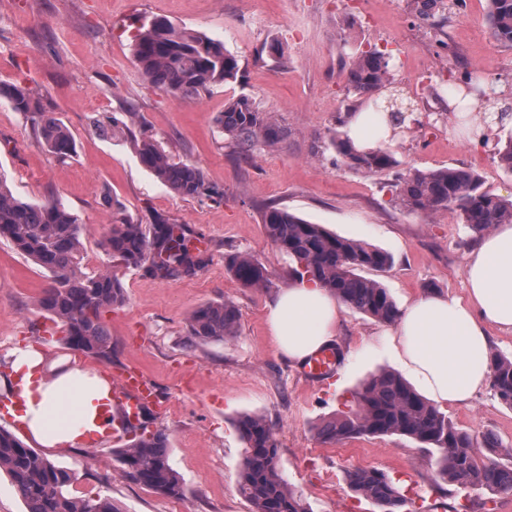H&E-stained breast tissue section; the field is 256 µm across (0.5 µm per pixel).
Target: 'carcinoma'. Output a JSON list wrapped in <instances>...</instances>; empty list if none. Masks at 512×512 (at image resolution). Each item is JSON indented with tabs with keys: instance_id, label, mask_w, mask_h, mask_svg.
<instances>
[{
	"instance_id": "obj_1",
	"label": "carcinoma",
	"mask_w": 512,
	"mask_h": 512,
	"mask_svg": "<svg viewBox=\"0 0 512 512\" xmlns=\"http://www.w3.org/2000/svg\"><path fill=\"white\" fill-rule=\"evenodd\" d=\"M488 27L496 41L512 46V0H488ZM134 58L143 79L152 87L172 95H198L210 87L236 81L238 59L224 49V42L195 31L179 28L164 18H153L139 28L133 45ZM461 81L469 88L463 98L480 112L491 111L497 99L481 78L469 71ZM348 92L364 96L377 112L390 113L389 131L404 133V108L385 105L373 95L391 83L389 58L373 50L352 58L347 74ZM26 115L40 145L59 160L71 157L75 148L69 129L28 89L0 82V101ZM224 134L240 153L249 154L262 142L274 145L281 129L247 94L224 107L218 117ZM346 120H337L330 145L349 168L375 174L398 166L383 145L359 149L340 130ZM140 164L182 198L221 199L224 192L211 186L196 165L176 162L155 138L138 136L123 125ZM396 201L416 213L447 209L474 234L481 236L498 224H512V200L483 189L474 173L454 167L416 170L399 178ZM266 236L291 262L297 279L319 283L341 302L386 324H394L400 309L378 281L361 275L364 270L388 267L391 256L366 243L337 236L322 225L310 223L284 208L266 206L263 212ZM83 225L58 199L26 203L13 196L0 177V238L9 240L22 255L49 273L51 284L39 304L64 326L61 342L73 351L99 361L112 360V338L101 321V313L124 301L117 277L109 272L85 275L80 270ZM201 238L188 224H178L157 214L148 230L129 220L112 225L105 241L107 254L127 267L141 269L162 280H180L202 271L210 262L208 250L197 246ZM234 278L246 288H266V268L249 254L229 261ZM239 309L224 301L195 309L189 317L190 343H222L237 335ZM492 389L498 400L512 409V356H490ZM350 408L324 420L318 435L328 443L362 436L399 435L438 451L440 479L464 489H486L512 493V466L482 459L479 448H499L498 439L477 438L456 427L439 407L419 394L397 372L383 370L362 383L352 394ZM144 409L131 442L117 450L123 474L157 493L173 498L186 494L183 480L169 463L167 437L148 430ZM237 430L244 443L238 471V490L252 504L253 512H311L302 494L288 486L278 469V446L264 416L243 415ZM9 474L22 497L26 512H117L109 497L78 498L69 491L72 476L48 457L25 445L0 427V470ZM351 489L376 505L380 512H409L411 499L383 471L357 469L348 474Z\"/></svg>"
}]
</instances>
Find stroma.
I'll list each match as a JSON object with an SVG mask.
<instances>
[{
	"label": "stroma",
	"mask_w": 512,
	"mask_h": 512,
	"mask_svg": "<svg viewBox=\"0 0 512 512\" xmlns=\"http://www.w3.org/2000/svg\"><path fill=\"white\" fill-rule=\"evenodd\" d=\"M487 0H463L448 16L447 47L415 17L413 0H0V81L28 88L72 133L74 155L57 160L38 143L30 121L0 102V176L22 201L59 199L83 226L80 267L111 270L124 288L121 305L102 320L112 338V370L143 371L167 405L153 412L149 430L168 437L170 464L187 487L174 499L125 478L116 454L122 434L102 448L41 447L73 480L79 498L110 497L118 512H252L237 489L244 444L237 419L257 413L271 424L279 470L311 512H378L351 490L347 475L376 468L399 479L426 512H512V494L485 489L434 491L437 452L402 436L326 443L317 425L341 410L371 375L397 369L385 338L390 326L342 306L336 336L340 363L333 379L308 377L278 351L267 311L292 281L287 256L267 238L262 212L274 204L330 233L388 252L390 268L373 272L405 307L426 286L462 298L464 265L475 238L457 217L440 210L411 213L395 199L397 174L452 166L478 174L487 189L512 199V172L493 146L479 144L448 112L433 121L431 96L413 98L414 120L388 141L397 170L364 175L337 162L323 146L338 116L367 111L348 94L347 69L356 52L389 51L394 79L404 91L418 82L442 84L468 69L512 98V47L488 28ZM162 16L177 26L223 40L241 67V81L193 97L173 96L147 84L132 54L143 19ZM278 41L283 58L262 54ZM284 128V140L236 153L217 118L240 94ZM135 107L136 129L159 140L174 160L200 167L220 188L219 200L184 199L145 170L124 131L102 136L93 120L125 119ZM113 206H106L105 197ZM161 214L200 231L210 262L196 276L163 281L110 261L104 241L114 221L147 225ZM248 253L267 269L265 289L242 287L228 269L232 255ZM47 272L0 239V361L31 346L46 361H78L101 373L102 361L67 349L61 324L51 323L38 300ZM230 301L240 313L234 338L207 345L188 342V320L201 305ZM449 419L475 436L499 439L480 457L504 458L512 447V409L484 387Z\"/></svg>",
	"instance_id": "stroma-1"
}]
</instances>
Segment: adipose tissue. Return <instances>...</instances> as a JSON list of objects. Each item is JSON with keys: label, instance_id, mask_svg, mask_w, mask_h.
Masks as SVG:
<instances>
[{"label": "adipose tissue", "instance_id": "adipose-tissue-1", "mask_svg": "<svg viewBox=\"0 0 512 512\" xmlns=\"http://www.w3.org/2000/svg\"><path fill=\"white\" fill-rule=\"evenodd\" d=\"M467 295L425 292L401 312L394 339L403 369L438 406H460L491 377L489 327L512 331V224L496 226L475 244L464 270ZM339 300L317 282L285 288L271 305L267 323L278 350L304 362L329 345L336 332ZM0 389L19 395L25 428L49 446L71 445L92 424L103 381L73 365L51 375L42 354L16 349Z\"/></svg>", "mask_w": 512, "mask_h": 512}]
</instances>
